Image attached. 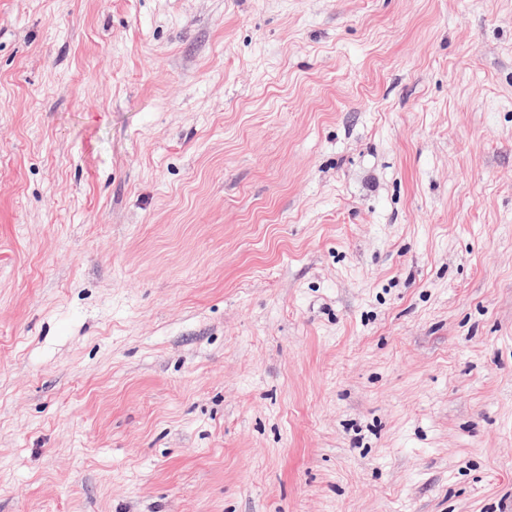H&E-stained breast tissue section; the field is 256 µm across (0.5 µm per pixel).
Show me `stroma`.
I'll return each instance as SVG.
<instances>
[{
  "label": "stroma",
  "instance_id": "stroma-1",
  "mask_svg": "<svg viewBox=\"0 0 512 512\" xmlns=\"http://www.w3.org/2000/svg\"><path fill=\"white\" fill-rule=\"evenodd\" d=\"M0 512H512V0H0Z\"/></svg>",
  "mask_w": 512,
  "mask_h": 512
}]
</instances>
